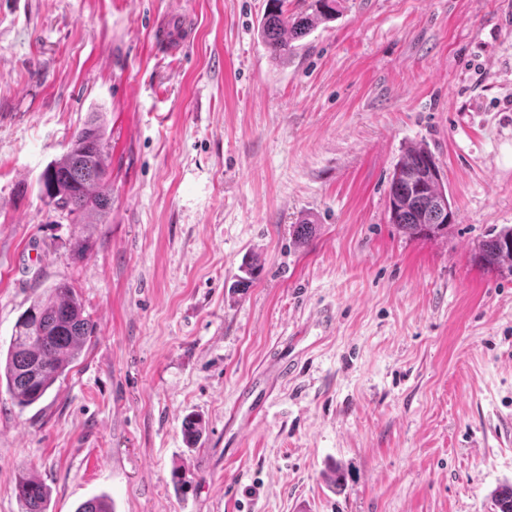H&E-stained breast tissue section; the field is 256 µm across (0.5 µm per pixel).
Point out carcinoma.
Returning a JSON list of instances; mask_svg holds the SVG:
<instances>
[{"label": "carcinoma", "mask_w": 512, "mask_h": 512, "mask_svg": "<svg viewBox=\"0 0 512 512\" xmlns=\"http://www.w3.org/2000/svg\"><path fill=\"white\" fill-rule=\"evenodd\" d=\"M309 9V13H290L285 0H268L259 34L273 59H288L295 41L306 37L318 20L334 14L336 0H311ZM108 168L105 131L93 116L74 132L66 152L43 170L38 179L39 196L74 216L76 223L90 224L112 208ZM388 196L390 222L409 237L444 235L454 221L455 210L439 166L424 147L410 148L400 158L389 181ZM478 257L487 268L512 274V227L482 240ZM96 333L97 324L85 313L74 288L65 281L52 284L16 321L5 359L0 362V382H6L18 406L39 402ZM201 430L200 419L185 418L182 433L188 447L196 446ZM15 495L19 512H46L47 490L30 473L19 475ZM492 498L498 512H512V486L495 490ZM76 512H112V506L105 498H92Z\"/></svg>", "instance_id": "carcinoma-1"}]
</instances>
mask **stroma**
Listing matches in <instances>:
<instances>
[{
	"label": "stroma",
	"mask_w": 512,
	"mask_h": 512,
	"mask_svg": "<svg viewBox=\"0 0 512 512\" xmlns=\"http://www.w3.org/2000/svg\"><path fill=\"white\" fill-rule=\"evenodd\" d=\"M265 7L0 0V347L61 280L97 324L38 403L0 385V512L23 469L47 512H496L512 484V274L476 258L512 226V0H337L285 64ZM95 113L112 210L76 224L37 179ZM417 144L444 237L389 221Z\"/></svg>",
	"instance_id": "35a3bbf8"
}]
</instances>
